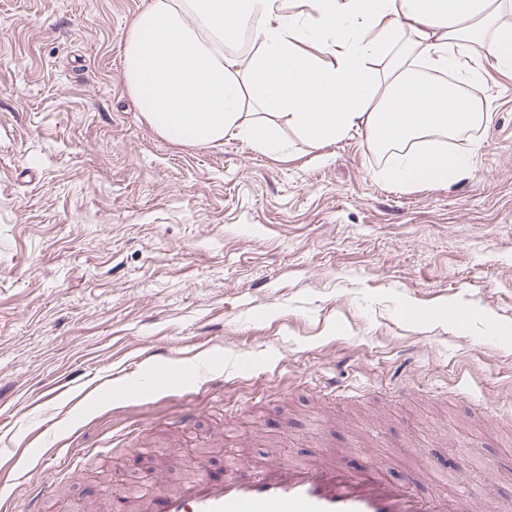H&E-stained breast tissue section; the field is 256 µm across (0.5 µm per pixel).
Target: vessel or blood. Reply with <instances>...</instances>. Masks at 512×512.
<instances>
[{
  "instance_id": "vessel-or-blood-1",
  "label": "vessel or blood",
  "mask_w": 512,
  "mask_h": 512,
  "mask_svg": "<svg viewBox=\"0 0 512 512\" xmlns=\"http://www.w3.org/2000/svg\"><path fill=\"white\" fill-rule=\"evenodd\" d=\"M462 489L422 492L415 474L395 479L372 456L351 463L332 448L295 463L268 456L225 463L173 489L113 498L111 512H472Z\"/></svg>"
}]
</instances>
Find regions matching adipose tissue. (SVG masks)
I'll return each instance as SVG.
<instances>
[{"mask_svg": "<svg viewBox=\"0 0 512 512\" xmlns=\"http://www.w3.org/2000/svg\"><path fill=\"white\" fill-rule=\"evenodd\" d=\"M150 0L123 51L128 92L149 126L202 147L233 137L285 153L283 127L324 146L363 129L388 145L378 179L445 186L473 147L438 141L486 115L438 72L512 74V0ZM257 49L238 53L247 29Z\"/></svg>", "mask_w": 512, "mask_h": 512, "instance_id": "ef3b65f1", "label": "adipose tissue"}]
</instances>
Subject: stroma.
I'll return each instance as SVG.
<instances>
[{
    "label": "stroma",
    "instance_id": "obj_1",
    "mask_svg": "<svg viewBox=\"0 0 512 512\" xmlns=\"http://www.w3.org/2000/svg\"><path fill=\"white\" fill-rule=\"evenodd\" d=\"M148 2L0 0V507L38 480L47 512H106L175 449L173 484L332 447L512 512V75L468 82L487 118L445 187L379 181L359 129H285L287 160L172 144L125 86ZM154 347L223 386L160 391Z\"/></svg>",
    "mask_w": 512,
    "mask_h": 512
}]
</instances>
